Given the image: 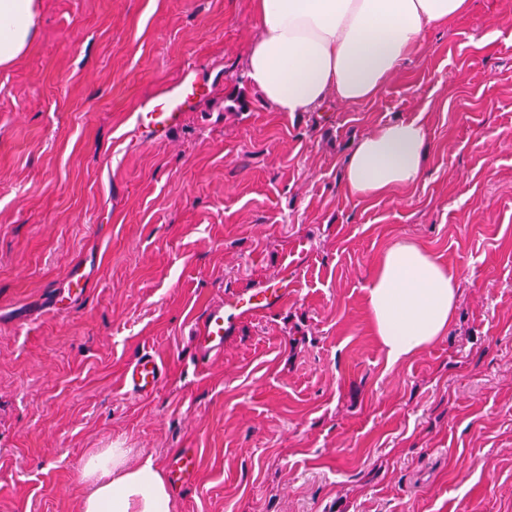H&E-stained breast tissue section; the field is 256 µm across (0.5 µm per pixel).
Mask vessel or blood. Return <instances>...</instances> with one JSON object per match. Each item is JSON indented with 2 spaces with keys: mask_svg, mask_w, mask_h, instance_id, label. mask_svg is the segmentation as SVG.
I'll list each match as a JSON object with an SVG mask.
<instances>
[{
  "mask_svg": "<svg viewBox=\"0 0 512 512\" xmlns=\"http://www.w3.org/2000/svg\"><path fill=\"white\" fill-rule=\"evenodd\" d=\"M197 80L184 77L167 86L155 98L144 103L139 112L134 113L132 127L128 132L131 143L143 139L161 141L167 139L183 121L184 106L197 95ZM288 299V286L278 281L268 287L251 293L234 296L231 311L214 306L206 309L193 330L198 354L210 359L224 350V337L232 327L233 319H244L260 312L281 307ZM166 369L156 355L142 354L125 369L122 376V393L126 396L148 397L164 384ZM201 459L191 448H184L170 457L168 472L172 482L189 484L197 477Z\"/></svg>",
  "mask_w": 512,
  "mask_h": 512,
  "instance_id": "b4317fda",
  "label": "vessel or blood"
}]
</instances>
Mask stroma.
Masks as SVG:
<instances>
[{"mask_svg": "<svg viewBox=\"0 0 512 512\" xmlns=\"http://www.w3.org/2000/svg\"><path fill=\"white\" fill-rule=\"evenodd\" d=\"M257 28L252 0H43L0 67V512H79L103 448L198 449L172 512H512V0L427 30L374 99L291 118L247 77ZM188 71L182 125L130 145ZM416 119L423 178L349 200L356 140ZM400 240L461 282L448 334L391 364L365 289ZM289 272L201 363L203 312ZM146 350L167 379L123 397Z\"/></svg>", "mask_w": 512, "mask_h": 512, "instance_id": "35a3bbf8", "label": "stroma"}]
</instances>
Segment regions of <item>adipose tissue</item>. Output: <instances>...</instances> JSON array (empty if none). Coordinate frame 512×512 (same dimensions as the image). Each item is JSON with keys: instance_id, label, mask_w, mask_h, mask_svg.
I'll return each mask as SVG.
<instances>
[{"instance_id": "1", "label": "adipose tissue", "mask_w": 512, "mask_h": 512, "mask_svg": "<svg viewBox=\"0 0 512 512\" xmlns=\"http://www.w3.org/2000/svg\"><path fill=\"white\" fill-rule=\"evenodd\" d=\"M43 0H0V66L30 46ZM260 20L245 58L251 84L273 111L296 116L329 99L368 101L419 47L423 34L468 14L471 0H253ZM428 139L418 120L360 137L344 162L342 190L355 201L389 197L424 175ZM461 273L431 251L399 241L373 264L366 302L389 363L426 350L450 329ZM80 512H171V489L152 459L126 448L92 454Z\"/></svg>"}]
</instances>
